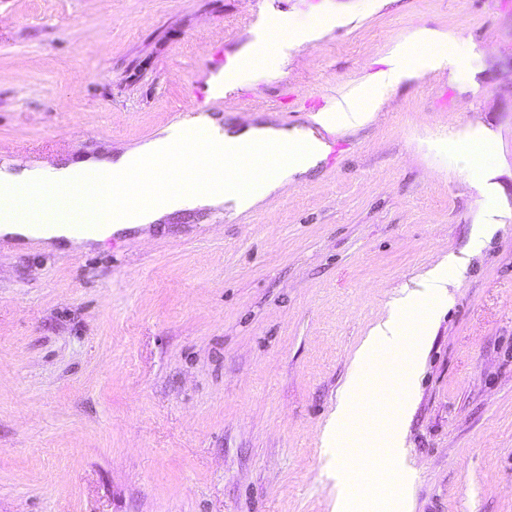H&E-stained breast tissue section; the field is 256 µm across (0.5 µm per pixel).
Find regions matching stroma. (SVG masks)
<instances>
[{
    "label": "stroma",
    "mask_w": 512,
    "mask_h": 512,
    "mask_svg": "<svg viewBox=\"0 0 512 512\" xmlns=\"http://www.w3.org/2000/svg\"><path fill=\"white\" fill-rule=\"evenodd\" d=\"M336 25L257 87H199L263 21ZM461 73L432 70L420 28ZM391 60L410 78L252 208L190 206L87 249H0V512H333L370 469L369 375L322 433L389 293L463 262L393 479L404 512H512V0H0V168L117 155L207 113L311 129ZM493 137L473 177L450 142ZM501 228L473 241L487 205ZM355 419V406L350 397H346L339 401L336 406V412L330 425L326 429V433L336 431L337 436L347 430Z\"/></svg>",
    "instance_id": "1"
}]
</instances>
